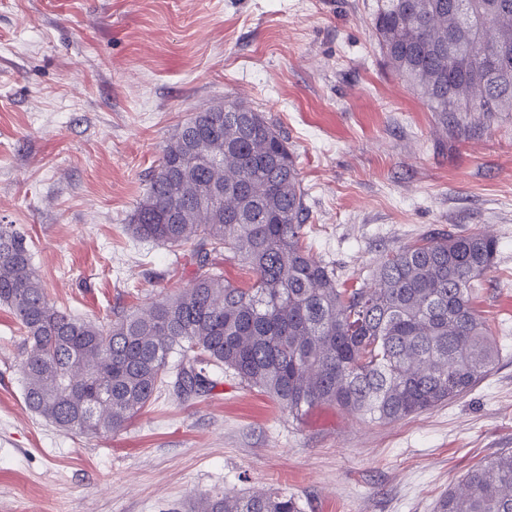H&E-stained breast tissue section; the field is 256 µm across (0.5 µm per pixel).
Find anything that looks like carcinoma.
<instances>
[{"mask_svg": "<svg viewBox=\"0 0 512 512\" xmlns=\"http://www.w3.org/2000/svg\"><path fill=\"white\" fill-rule=\"evenodd\" d=\"M386 66L443 125L512 112V0H380ZM226 100L165 140L128 229L192 246V284L107 323L53 304L24 234L0 225V304L23 335V399L55 427L119 430L164 387L184 398L216 384L210 368L298 418L335 406L393 422L449 403L495 368L500 349L473 307L497 240L426 236L385 253L372 282L349 284L306 244L293 154L261 112ZM254 273L246 288L213 266L220 251ZM180 355L172 365L169 357ZM194 512H301L295 495H206ZM436 512H512V449L483 459Z\"/></svg>", "mask_w": 512, "mask_h": 512, "instance_id": "cac0c4a2", "label": "carcinoma"}]
</instances>
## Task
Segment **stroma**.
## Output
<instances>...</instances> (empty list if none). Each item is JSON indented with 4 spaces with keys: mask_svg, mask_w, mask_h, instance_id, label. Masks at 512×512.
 <instances>
[{
    "mask_svg": "<svg viewBox=\"0 0 512 512\" xmlns=\"http://www.w3.org/2000/svg\"><path fill=\"white\" fill-rule=\"evenodd\" d=\"M377 0H0V224L32 245L49 299L106 322L189 286L184 249L126 226L171 132L236 99L286 139L317 259L366 279L441 232L494 236L475 307L493 371L391 423L302 418L219 375L108 436L64 432L22 396L24 346L0 306V512H188L201 494L281 488L302 512H435L512 448V112L455 135L388 70Z\"/></svg>",
    "mask_w": 512,
    "mask_h": 512,
    "instance_id": "35a3bbf8",
    "label": "stroma"
}]
</instances>
